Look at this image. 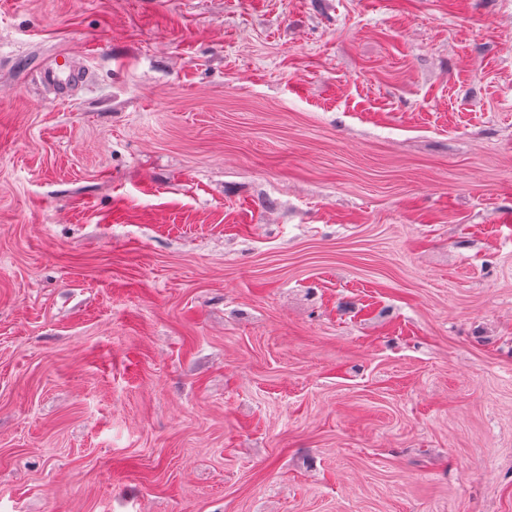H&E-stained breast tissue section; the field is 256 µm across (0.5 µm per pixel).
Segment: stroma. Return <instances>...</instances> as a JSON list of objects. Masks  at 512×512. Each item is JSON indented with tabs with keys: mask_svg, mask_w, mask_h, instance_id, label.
<instances>
[{
	"mask_svg": "<svg viewBox=\"0 0 512 512\" xmlns=\"http://www.w3.org/2000/svg\"><path fill=\"white\" fill-rule=\"evenodd\" d=\"M0 512H512V0H0Z\"/></svg>",
	"mask_w": 512,
	"mask_h": 512,
	"instance_id": "stroma-1",
	"label": "stroma"
}]
</instances>
